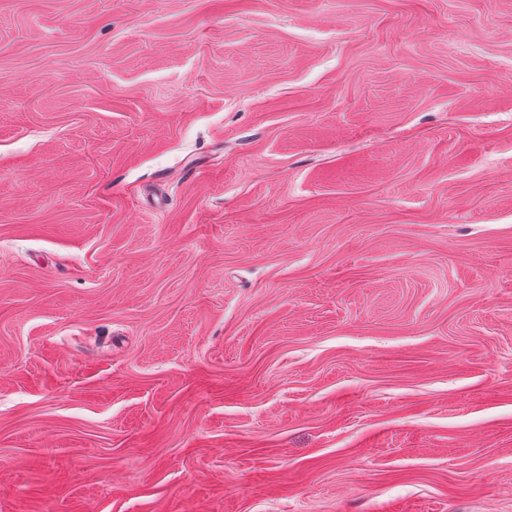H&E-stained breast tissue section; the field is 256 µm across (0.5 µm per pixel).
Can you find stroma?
Returning a JSON list of instances; mask_svg holds the SVG:
<instances>
[{"instance_id": "35a3bbf8", "label": "stroma", "mask_w": 512, "mask_h": 512, "mask_svg": "<svg viewBox=\"0 0 512 512\" xmlns=\"http://www.w3.org/2000/svg\"><path fill=\"white\" fill-rule=\"evenodd\" d=\"M0 512H512V0H0Z\"/></svg>"}]
</instances>
